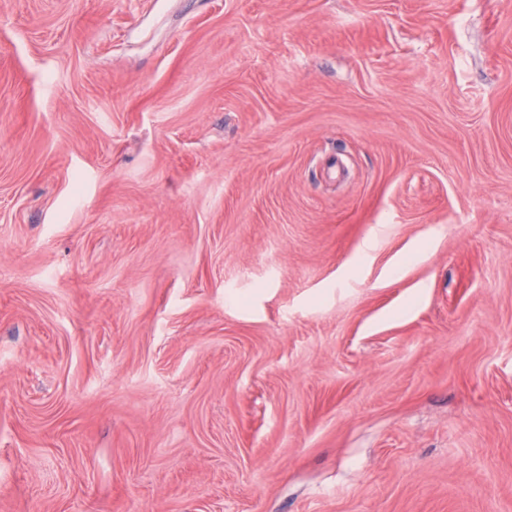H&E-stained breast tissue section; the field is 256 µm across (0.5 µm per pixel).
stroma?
Segmentation results:
<instances>
[{"mask_svg": "<svg viewBox=\"0 0 512 512\" xmlns=\"http://www.w3.org/2000/svg\"><path fill=\"white\" fill-rule=\"evenodd\" d=\"M0 512H512V0H0Z\"/></svg>", "mask_w": 512, "mask_h": 512, "instance_id": "stroma-1", "label": "stroma"}]
</instances>
